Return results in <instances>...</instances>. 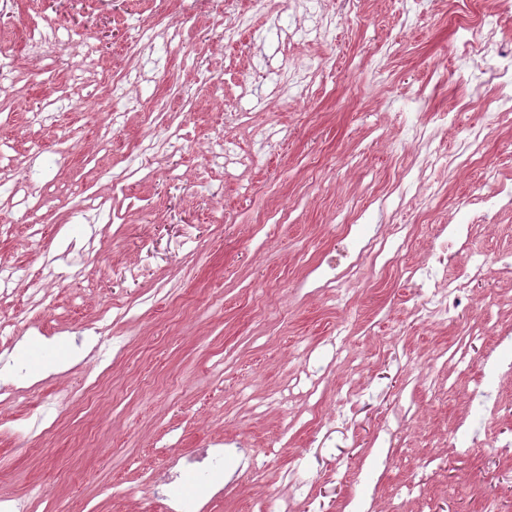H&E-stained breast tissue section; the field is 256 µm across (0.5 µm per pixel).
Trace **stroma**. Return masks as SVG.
Masks as SVG:
<instances>
[{
  "label": "stroma",
  "mask_w": 512,
  "mask_h": 512,
  "mask_svg": "<svg viewBox=\"0 0 512 512\" xmlns=\"http://www.w3.org/2000/svg\"><path fill=\"white\" fill-rule=\"evenodd\" d=\"M219 21L180 0H14L0 14V327L20 340L87 341L12 356L34 392L0 405V494L24 512H162L141 490L224 439L214 512H512V383L483 378L493 337L421 327L398 266L308 296L335 253L333 225L409 224L423 252L435 211L454 215L479 169L431 166L495 94L459 60L453 0H239ZM151 25L156 38L127 43ZM56 37L31 62L23 38ZM188 94L156 121L175 90ZM169 142L151 157L132 144ZM410 169L407 184L398 167ZM129 177L125 196L112 177ZM101 389L89 383L99 371ZM429 373L433 388L414 385ZM347 411L333 419L334 410ZM410 427L398 429L400 416ZM394 428L391 449L380 446Z\"/></svg>",
  "instance_id": "1"
}]
</instances>
